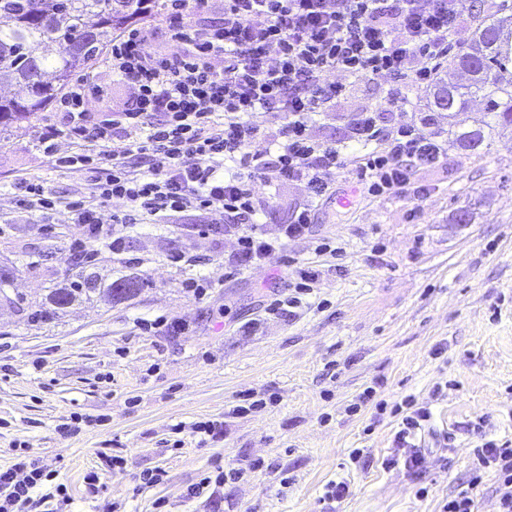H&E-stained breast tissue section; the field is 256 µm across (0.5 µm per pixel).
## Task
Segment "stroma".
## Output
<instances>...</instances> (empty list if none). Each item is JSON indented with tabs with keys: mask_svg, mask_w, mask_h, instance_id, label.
<instances>
[{
	"mask_svg": "<svg viewBox=\"0 0 512 512\" xmlns=\"http://www.w3.org/2000/svg\"><path fill=\"white\" fill-rule=\"evenodd\" d=\"M83 76L104 88L90 111L123 107L128 91L105 63ZM345 83L313 129L320 140H342L353 112L395 88ZM58 120L56 108L37 113L0 146V264L13 274L0 301V468L23 442L28 462L56 470L68 489L62 497L40 487L24 512H320L327 484L339 480L350 493L338 512H441L464 489L475 512H498L494 473L474 488L468 481L482 439H512V127L476 151L451 143L442 166L415 170L414 184L427 189L417 200L361 197L335 172L311 235L290 242L286 260L232 277L224 259L236 241L211 229L204 211L124 229L122 254L102 250L93 270L99 287L134 276L143 290L47 310V289L79 275L67 247L81 230L62 209L32 224L14 186L26 179L62 199L88 196L90 175L50 165L37 145ZM461 209L470 223H456ZM324 240L340 255L317 254ZM178 253L189 262L172 263ZM290 258L318 270L314 292L292 316L268 315L270 300L288 292ZM197 277L210 283L201 300L182 286ZM38 309L43 318L31 320ZM159 317L180 331L144 329ZM372 384L378 398L409 396L430 409L413 438L419 474L384 464L397 419L374 421L370 405L349 412ZM264 394L273 402L233 413ZM76 414L92 426L61 434ZM208 419L224 434L202 444L190 429ZM356 448L368 452L359 464L349 460ZM217 466L245 475L193 494ZM155 468L162 481L143 484Z\"/></svg>",
	"mask_w": 512,
	"mask_h": 512,
	"instance_id": "1",
	"label": "stroma"
}]
</instances>
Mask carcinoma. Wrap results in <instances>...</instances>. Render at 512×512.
<instances>
[{
	"instance_id": "cac0c4a2",
	"label": "carcinoma",
	"mask_w": 512,
	"mask_h": 512,
	"mask_svg": "<svg viewBox=\"0 0 512 512\" xmlns=\"http://www.w3.org/2000/svg\"><path fill=\"white\" fill-rule=\"evenodd\" d=\"M145 19L142 0H0V86L10 87L9 94L0 93V141L61 97L73 72L92 67L121 28ZM51 41L81 44L85 51L76 56L51 49ZM449 65L465 79L437 80L427 110L448 112V134L475 149L484 142L482 128L460 131L454 122L470 111L473 99L481 98L484 111L497 113L502 126H512V15L480 20L470 43L453 53ZM143 287L141 280L122 278L98 288L88 275L79 285L49 289L45 300L64 309L94 293L112 303Z\"/></svg>"
}]
</instances>
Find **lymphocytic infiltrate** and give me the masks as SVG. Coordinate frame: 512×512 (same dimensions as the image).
<instances>
[{
    "label": "lymphocytic infiltrate",
    "mask_w": 512,
    "mask_h": 512,
    "mask_svg": "<svg viewBox=\"0 0 512 512\" xmlns=\"http://www.w3.org/2000/svg\"><path fill=\"white\" fill-rule=\"evenodd\" d=\"M162 10L160 24L132 25L112 39L107 63L130 92L126 106L99 119L88 101L102 87L77 80L58 101L60 124L38 136L61 168L80 172L111 159L91 183L92 200L60 203L42 182L17 185L24 210L61 206L81 227L69 246L74 265L93 264L104 248L120 251L118 227L201 209L236 239L231 272L261 267L309 233L333 171H350L372 198L408 186L419 198L425 189L412 186L413 168L447 158L448 130L436 113L405 111L395 93L354 113L343 141L316 139L312 127L345 91L334 75L432 85L464 23L460 0H162ZM159 31L167 48L150 52ZM63 135L76 152H57ZM133 156L147 158V169H131ZM287 183L305 186L307 198L290 223L268 233L257 217L271 189ZM115 201L122 209H112ZM392 412L402 417L395 441L406 450L404 466L419 470L410 439L431 413L409 399ZM473 455L472 485L493 472L498 512H512V441L484 442ZM50 478L23 461L0 470V512H15Z\"/></svg>",
    "instance_id": "obj_1"
}]
</instances>
